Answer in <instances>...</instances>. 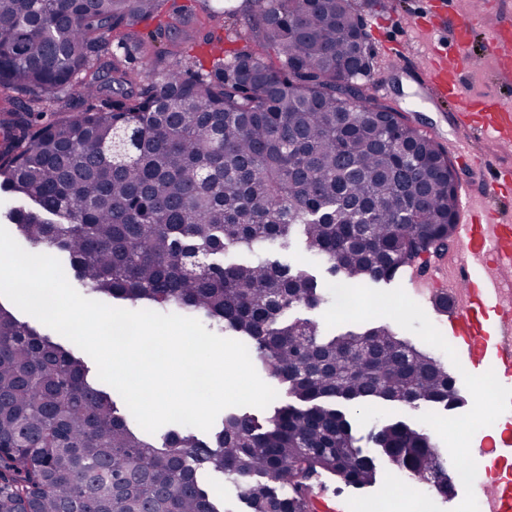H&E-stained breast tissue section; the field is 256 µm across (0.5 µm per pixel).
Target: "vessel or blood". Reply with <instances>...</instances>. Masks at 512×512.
I'll return each mask as SVG.
<instances>
[{
	"mask_svg": "<svg viewBox=\"0 0 512 512\" xmlns=\"http://www.w3.org/2000/svg\"><path fill=\"white\" fill-rule=\"evenodd\" d=\"M463 65L431 64L420 71L422 86L435 100L455 105L456 119L469 117L474 102L464 100L458 78ZM490 146L512 143V109L495 106L474 126ZM505 175L489 176L484 200L466 198L456 228L457 246L463 256L448 304V327L453 341L467 355L476 375H490L497 403L504 417L512 416V226L500 223L485 206V199L502 192ZM487 512H512V480L495 476L480 487Z\"/></svg>",
	"mask_w": 512,
	"mask_h": 512,
	"instance_id": "1",
	"label": "vessel or blood"
}]
</instances>
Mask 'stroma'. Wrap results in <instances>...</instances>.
I'll list each match as a JSON object with an SVG mask.
<instances>
[{"mask_svg":"<svg viewBox=\"0 0 512 512\" xmlns=\"http://www.w3.org/2000/svg\"><path fill=\"white\" fill-rule=\"evenodd\" d=\"M450 11L473 19L474 33L467 45L456 43L449 31L436 28L438 17ZM362 22L378 91L410 123L440 145L458 137L450 122L448 106L429 101L413 72L393 69L391 52L401 51L405 57L419 62L437 51L446 59L462 55L480 57V68L460 74L467 92L512 105V72L499 71L492 44L496 30L512 31V0H384L383 7L363 11ZM460 261V252L451 244L425 270L411 268L399 272L389 282L342 281L327 275L324 269H317V276L326 283L325 301L313 310H297V317L318 321L328 334L390 324L409 344L444 362L463 402L449 411L426 403L412 407L374 402L353 407V433L358 447L374 455L377 480L355 488L335 475L319 474L311 482L313 512H322L326 506L335 512H353L357 503L363 505L365 512H470L471 498L477 491L472 482L455 481L452 493L446 497L436 494L419 499L413 493L392 490L391 481L398 470L384 456L376 454L369 440L376 424L391 419L426 426L433 430L439 447L462 450L460 468L486 476L490 462L481 448L491 428L501 419L494 404L495 388L490 381L473 379L465 363L449 359L452 345L448 340V323L433 312L424 298L433 284L452 288Z\"/></svg>","mask_w":512,"mask_h":512,"instance_id":"35a3bbf8","label":"stroma"}]
</instances>
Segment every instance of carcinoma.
<instances>
[{
  "instance_id": "1",
  "label": "carcinoma",
  "mask_w": 512,
  "mask_h": 512,
  "mask_svg": "<svg viewBox=\"0 0 512 512\" xmlns=\"http://www.w3.org/2000/svg\"><path fill=\"white\" fill-rule=\"evenodd\" d=\"M252 3L258 42L226 51L224 28L185 29L178 0H0V190L33 204L8 211L11 235L55 250L93 299L241 334L294 400L264 425L229 412L207 441L184 427L158 446L82 357L0 304V512H223L207 473L249 512H311L316 474L376 481L336 400L459 395L388 325L327 337L291 317L324 300L280 259L293 240L341 280L389 281L457 219L437 142L365 82L355 32L382 0ZM230 248L261 253L227 263ZM372 440L409 485L448 496L426 429L386 423Z\"/></svg>"
}]
</instances>
